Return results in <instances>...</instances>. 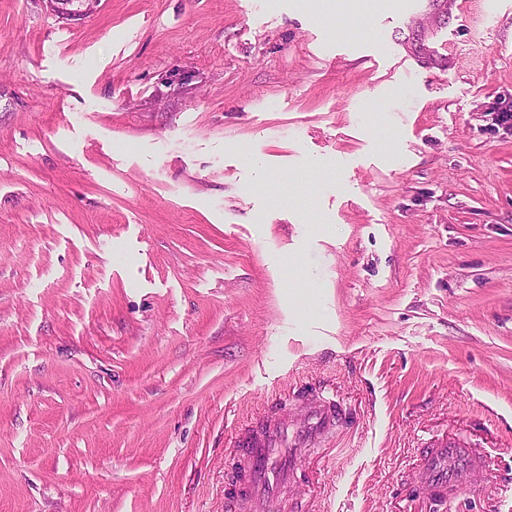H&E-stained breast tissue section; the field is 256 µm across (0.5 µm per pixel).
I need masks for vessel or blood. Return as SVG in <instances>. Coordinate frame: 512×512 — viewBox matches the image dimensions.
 I'll return each instance as SVG.
<instances>
[{
	"instance_id": "1",
	"label": "vessel or blood",
	"mask_w": 512,
	"mask_h": 512,
	"mask_svg": "<svg viewBox=\"0 0 512 512\" xmlns=\"http://www.w3.org/2000/svg\"><path fill=\"white\" fill-rule=\"evenodd\" d=\"M288 432L276 427L248 428L238 440L237 455L242 462L238 495L259 504H268L277 488L297 476V455L289 448ZM482 462L472 449L447 441L425 449L417 465L423 485L439 493L455 491L459 469L473 472Z\"/></svg>"
}]
</instances>
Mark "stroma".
Returning a JSON list of instances; mask_svg holds the SVG:
<instances>
[{
    "mask_svg": "<svg viewBox=\"0 0 512 512\" xmlns=\"http://www.w3.org/2000/svg\"><path fill=\"white\" fill-rule=\"evenodd\" d=\"M387 2L0 0V512H227L322 404L279 512H512V0ZM288 429L261 427L255 434L250 426L241 433L237 455L242 476L236 494L263 505L276 494V489L297 477V454L288 448ZM459 467L473 474L477 468L482 469V462L471 448H460L447 441L440 447L424 450L417 465V477L433 491L448 494L458 487Z\"/></svg>",
    "mask_w": 512,
    "mask_h": 512,
    "instance_id": "35a3bbf8",
    "label": "stroma"
}]
</instances>
